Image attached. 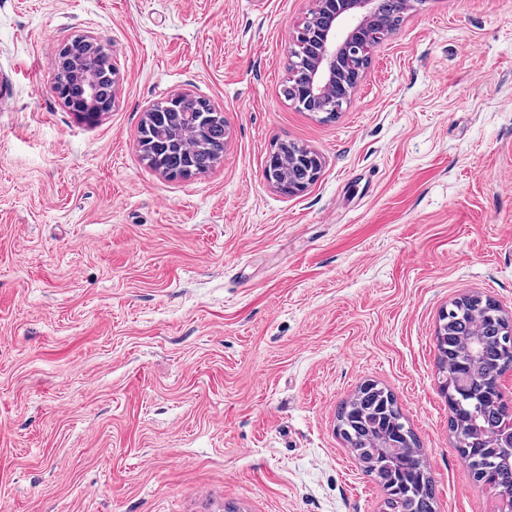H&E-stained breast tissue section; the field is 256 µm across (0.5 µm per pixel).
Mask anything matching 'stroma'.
<instances>
[{
	"label": "stroma",
	"instance_id": "35a3bbf8",
	"mask_svg": "<svg viewBox=\"0 0 512 512\" xmlns=\"http://www.w3.org/2000/svg\"><path fill=\"white\" fill-rule=\"evenodd\" d=\"M314 0H0V512H384L337 431L390 389L436 512H499L448 428L436 331L512 312V0H417L335 117L285 99ZM105 44L111 111L53 86ZM177 92L224 117L170 178L138 144ZM322 159L287 196L279 143ZM61 54L63 56L61 57ZM57 70V76L62 71L75 80L77 83L82 85V96L80 103L77 105L73 112L82 114L86 119H94L99 112H104L100 109V104L97 102L98 99V85L89 75H87L81 68V65L76 58V52H74L69 46L59 53L57 61L55 63ZM322 160L316 152L307 150L296 157L295 165L301 168H307L305 177L295 179L291 173H288V183L280 180L279 173V160L277 159V152H273L269 165L265 169L266 180L271 183L276 189L285 194L294 195L304 191L311 185L317 178L322 168Z\"/></svg>",
	"mask_w": 512,
	"mask_h": 512
}]
</instances>
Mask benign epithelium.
Returning <instances> with one entry per match:
<instances>
[{
  "instance_id": "1",
  "label": "benign epithelium",
  "mask_w": 512,
  "mask_h": 512,
  "mask_svg": "<svg viewBox=\"0 0 512 512\" xmlns=\"http://www.w3.org/2000/svg\"><path fill=\"white\" fill-rule=\"evenodd\" d=\"M393 4L397 10L390 14L386 0H315L314 9L288 48V100L306 112L331 116L341 111L368 65L370 45L381 44L393 32L407 0H393ZM55 67L82 85L75 112L94 119L101 112L98 85L82 70L76 52L61 50ZM174 107L186 110L190 126L199 135L215 118L210 106L181 92L151 105L145 112L146 121L163 123L166 110ZM296 165L307 169L306 175L296 179L290 174L288 181H282L274 154L265 169L266 180L285 194L302 192L316 180L322 163L316 152L306 150L296 157Z\"/></svg>"
}]
</instances>
